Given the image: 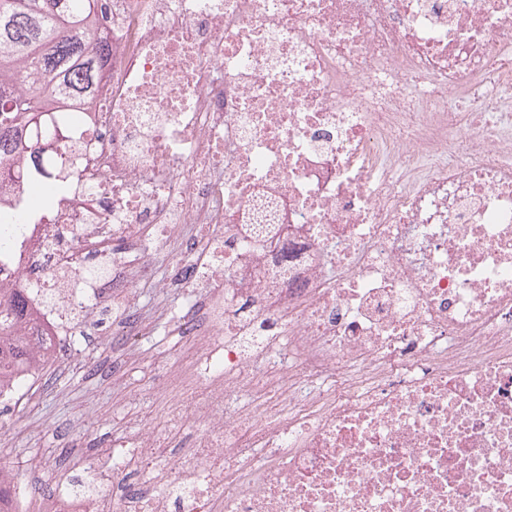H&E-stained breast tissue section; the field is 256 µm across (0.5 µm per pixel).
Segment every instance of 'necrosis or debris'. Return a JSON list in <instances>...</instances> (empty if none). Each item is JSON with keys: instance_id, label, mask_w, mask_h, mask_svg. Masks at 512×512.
Here are the masks:
<instances>
[{"instance_id": "4bbe7bcc", "label": "necrosis or debris", "mask_w": 512, "mask_h": 512, "mask_svg": "<svg viewBox=\"0 0 512 512\" xmlns=\"http://www.w3.org/2000/svg\"><path fill=\"white\" fill-rule=\"evenodd\" d=\"M75 176L0 181V292L71 321L167 253L160 423L47 512H512V0H108ZM100 268L105 281L84 278Z\"/></svg>"}]
</instances>
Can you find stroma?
I'll return each instance as SVG.
<instances>
[{
	"instance_id": "35a3bbf8",
	"label": "stroma",
	"mask_w": 512,
	"mask_h": 512,
	"mask_svg": "<svg viewBox=\"0 0 512 512\" xmlns=\"http://www.w3.org/2000/svg\"><path fill=\"white\" fill-rule=\"evenodd\" d=\"M110 323L106 317L82 328L75 341L82 358L99 360L95 374L79 369L82 358L59 351L32 397L0 409V463L14 468L27 488V512H43L49 484H71L77 475L71 463L83 449L122 434L136 423L138 412H161L153 362L175 361V338L162 324L151 334L136 337L121 374L116 375L110 364ZM87 411L94 415L92 425L75 429V422ZM35 454L50 462V474L27 468V459Z\"/></svg>"
}]
</instances>
